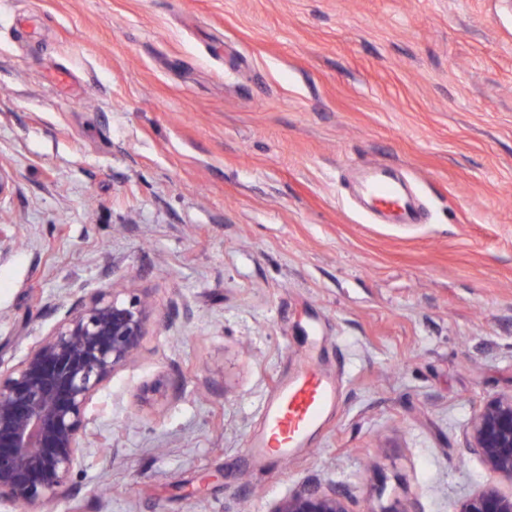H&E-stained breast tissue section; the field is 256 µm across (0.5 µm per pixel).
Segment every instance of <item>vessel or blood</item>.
Masks as SVG:
<instances>
[{"label":"vessel or blood","instance_id":"1","mask_svg":"<svg viewBox=\"0 0 512 512\" xmlns=\"http://www.w3.org/2000/svg\"><path fill=\"white\" fill-rule=\"evenodd\" d=\"M364 190L374 205L397 211L401 223H414V205L397 189L390 167L371 168ZM336 399L335 376L322 371L313 361L302 362L296 375L282 381L264 404V429L251 444L253 456L285 460L292 451L307 446L315 427L335 406Z\"/></svg>","mask_w":512,"mask_h":512}]
</instances>
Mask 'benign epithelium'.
Segmentation results:
<instances>
[{
    "label": "benign epithelium",
    "instance_id": "obj_1",
    "mask_svg": "<svg viewBox=\"0 0 512 512\" xmlns=\"http://www.w3.org/2000/svg\"><path fill=\"white\" fill-rule=\"evenodd\" d=\"M49 333L0 373V504L38 512L75 490L89 444L94 396L139 352L152 318L148 298L96 288L61 302ZM468 449L512 483V392L490 396L471 419ZM268 512H351L333 484L303 483ZM453 512H512V492L489 485Z\"/></svg>",
    "mask_w": 512,
    "mask_h": 512
}]
</instances>
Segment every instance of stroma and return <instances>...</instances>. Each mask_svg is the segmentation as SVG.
Masks as SVG:
<instances>
[{
  "label": "stroma",
  "mask_w": 512,
  "mask_h": 512,
  "mask_svg": "<svg viewBox=\"0 0 512 512\" xmlns=\"http://www.w3.org/2000/svg\"><path fill=\"white\" fill-rule=\"evenodd\" d=\"M423 204L372 220L356 169ZM0 369L95 288L150 297L53 512H452L466 431L512 391V0H0ZM339 399L248 451L307 353ZM178 378L181 392L155 391ZM269 512H352L348 498L336 485L303 483L274 502Z\"/></svg>",
  "instance_id": "obj_1"
}]
</instances>
